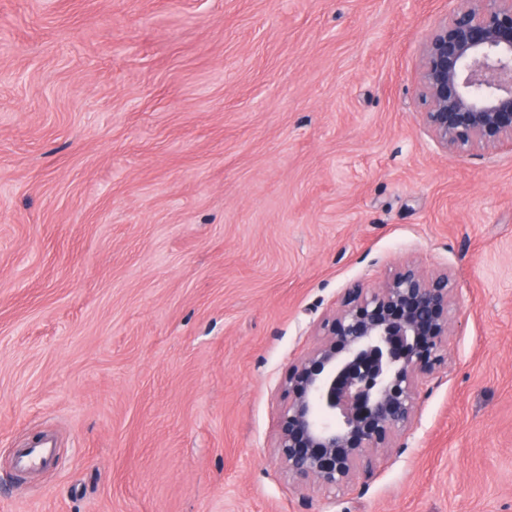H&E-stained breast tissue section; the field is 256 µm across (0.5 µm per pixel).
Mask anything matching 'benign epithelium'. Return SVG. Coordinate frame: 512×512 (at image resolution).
Masks as SVG:
<instances>
[{"instance_id": "benign-epithelium-1", "label": "benign epithelium", "mask_w": 512, "mask_h": 512, "mask_svg": "<svg viewBox=\"0 0 512 512\" xmlns=\"http://www.w3.org/2000/svg\"><path fill=\"white\" fill-rule=\"evenodd\" d=\"M423 53V124L446 150L512 144V0H458ZM455 283L414 265L353 288L288 367L275 454L301 488L372 473L414 423L419 385L444 361Z\"/></svg>"}]
</instances>
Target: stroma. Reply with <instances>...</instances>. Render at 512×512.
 Listing matches in <instances>:
<instances>
[{
	"label": "stroma",
	"mask_w": 512,
	"mask_h": 512,
	"mask_svg": "<svg viewBox=\"0 0 512 512\" xmlns=\"http://www.w3.org/2000/svg\"><path fill=\"white\" fill-rule=\"evenodd\" d=\"M456 7L0 0V512H512V145L421 120ZM409 262L447 358L373 475L298 488L288 368ZM53 448L49 443H41L25 449L20 456V464L25 468H36L50 462Z\"/></svg>",
	"instance_id": "stroma-1"
}]
</instances>
